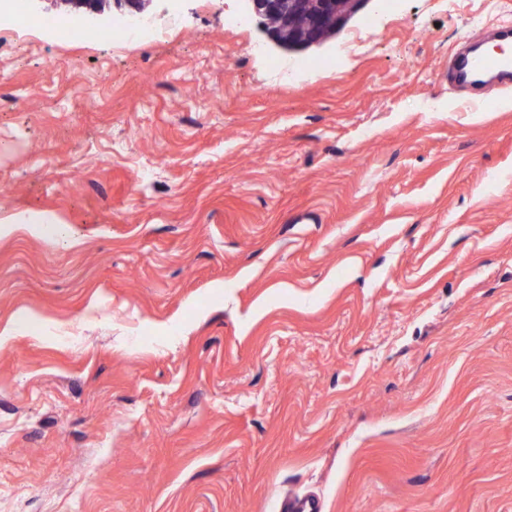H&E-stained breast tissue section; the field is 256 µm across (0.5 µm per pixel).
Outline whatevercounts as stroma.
<instances>
[{
    "label": "stroma",
    "mask_w": 512,
    "mask_h": 512,
    "mask_svg": "<svg viewBox=\"0 0 512 512\" xmlns=\"http://www.w3.org/2000/svg\"><path fill=\"white\" fill-rule=\"evenodd\" d=\"M488 3L303 52L244 0L0 19V218L68 230L0 234V512H512V80L449 70ZM144 29H155L153 20L145 18L141 22H134L125 16L112 18V26L101 32V38L109 41L129 43L136 39ZM0 223L1 231L2 228L8 231L10 229L8 224H28L32 230L43 235H61L65 226L56 215L42 212L20 214L7 222L0 220Z\"/></svg>",
    "instance_id": "35a3bbf8"
}]
</instances>
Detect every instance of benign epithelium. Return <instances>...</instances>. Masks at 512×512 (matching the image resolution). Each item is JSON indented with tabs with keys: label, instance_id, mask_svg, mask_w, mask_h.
<instances>
[{
	"label": "benign epithelium",
	"instance_id": "obj_1",
	"mask_svg": "<svg viewBox=\"0 0 512 512\" xmlns=\"http://www.w3.org/2000/svg\"><path fill=\"white\" fill-rule=\"evenodd\" d=\"M259 16L271 41L288 51L320 47L336 36L355 16L362 13L371 0H321L317 17L306 31L300 32L292 23L298 9L296 0H247Z\"/></svg>",
	"mask_w": 512,
	"mask_h": 512
}]
</instances>
